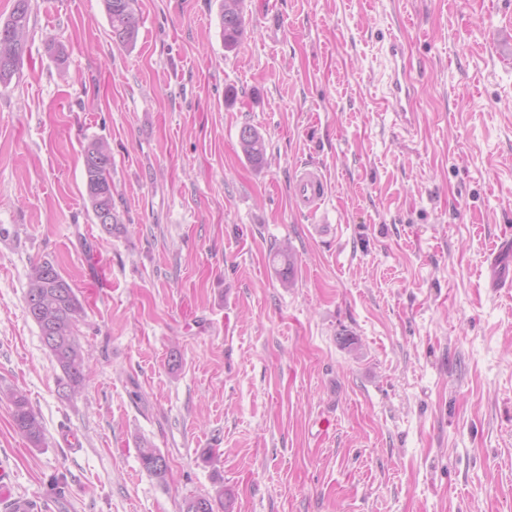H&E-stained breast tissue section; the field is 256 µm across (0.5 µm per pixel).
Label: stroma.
Returning a JSON list of instances; mask_svg holds the SVG:
<instances>
[{
	"instance_id": "stroma-1",
	"label": "stroma",
	"mask_w": 512,
	"mask_h": 512,
	"mask_svg": "<svg viewBox=\"0 0 512 512\" xmlns=\"http://www.w3.org/2000/svg\"><path fill=\"white\" fill-rule=\"evenodd\" d=\"M220 4L136 0L123 48L103 0H31L0 84V512H183L219 488L226 512H512V290L488 284L512 239V0H243L231 50ZM394 35L409 131L377 108ZM94 139L111 236L86 194ZM304 164L328 181L314 217L288 193ZM44 259L86 312L72 400L25 311ZM16 388L42 447L13 425ZM239 142L246 160L261 169L266 163V144L263 136L253 127L245 125L240 129ZM85 185L88 201L97 223L100 212L106 210L110 221L105 227L108 235L117 230L118 216L112 199V153L102 140L90 141L83 150ZM113 211V213H112ZM273 266H276V271L279 275L280 281L284 286L291 283L292 271L294 268V256L288 249V246L278 248L271 258ZM140 462L143 469L159 483H165L169 471V465L166 458L155 448L143 446L139 450ZM161 460L163 467H158L157 462Z\"/></svg>"
}]
</instances>
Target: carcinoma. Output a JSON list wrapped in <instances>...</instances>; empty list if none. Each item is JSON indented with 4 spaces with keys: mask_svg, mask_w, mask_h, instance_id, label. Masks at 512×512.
Returning <instances> with one entry per match:
<instances>
[{
    "mask_svg": "<svg viewBox=\"0 0 512 512\" xmlns=\"http://www.w3.org/2000/svg\"><path fill=\"white\" fill-rule=\"evenodd\" d=\"M243 0H222L220 19L224 48L234 47L244 30ZM105 11L116 44L130 47L136 43L139 22L134 9V0H104ZM30 21V0H14L9 18L0 23V83L7 85L19 71L26 47V35ZM239 142L246 160L261 169L266 163V144L263 136L253 127L240 129ZM85 185L93 216L107 211L110 221L107 233H112L119 224L114 213L112 199V153L102 140L89 142L83 150ZM272 264L283 285L291 283L294 256L288 247L277 249L271 258ZM27 314L38 325L41 337L50 336L55 346L50 349L61 375L57 385H66L64 398H73L84 390L87 370L85 356L79 343L78 325L85 312L74 288L49 260L31 267L28 288L24 297ZM12 418L16 430L34 448L45 443V434L38 414L31 407L27 396L21 391L11 392ZM143 469L160 483L166 482L168 461L156 449L145 446L139 450ZM224 490L216 497L201 496L186 503L185 512H192L193 505H203L201 512H215L214 506L222 503Z\"/></svg>",
    "mask_w": 512,
    "mask_h": 512,
    "instance_id": "1",
    "label": "carcinoma"
}]
</instances>
